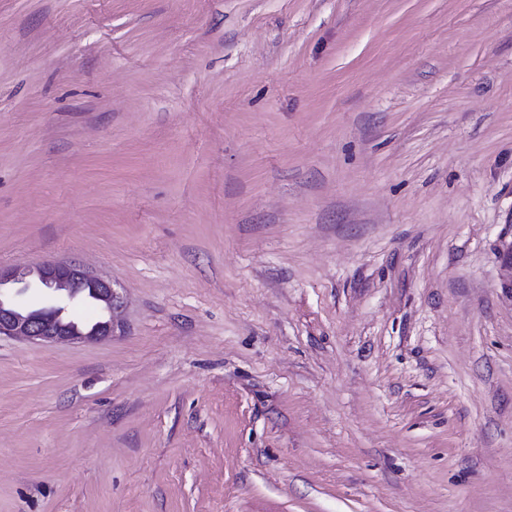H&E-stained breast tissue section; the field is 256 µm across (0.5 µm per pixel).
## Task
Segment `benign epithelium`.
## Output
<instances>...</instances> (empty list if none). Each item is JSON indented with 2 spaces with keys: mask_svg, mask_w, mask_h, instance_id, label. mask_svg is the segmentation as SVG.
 Listing matches in <instances>:
<instances>
[{
  "mask_svg": "<svg viewBox=\"0 0 512 512\" xmlns=\"http://www.w3.org/2000/svg\"><path fill=\"white\" fill-rule=\"evenodd\" d=\"M34 283L46 290L49 301L40 308L29 309L16 298ZM86 299L105 307L109 318L89 325L78 323L69 315V309ZM120 307L121 298L112 282L91 274L80 264L0 266V337H21L47 346L97 341L112 335L114 314Z\"/></svg>",
  "mask_w": 512,
  "mask_h": 512,
  "instance_id": "1",
  "label": "benign epithelium"
}]
</instances>
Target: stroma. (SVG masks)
<instances>
[{
    "instance_id": "stroma-1",
    "label": "stroma",
    "mask_w": 512,
    "mask_h": 512,
    "mask_svg": "<svg viewBox=\"0 0 512 512\" xmlns=\"http://www.w3.org/2000/svg\"><path fill=\"white\" fill-rule=\"evenodd\" d=\"M0 512H512V0H0ZM46 290L49 301L29 309L14 297L26 293L32 284ZM90 299L103 306L107 320L85 325L69 315L70 307ZM121 298L112 283L90 273L77 263H45L35 268L0 266V337H21L39 344L80 343L112 336L114 314Z\"/></svg>"
}]
</instances>
